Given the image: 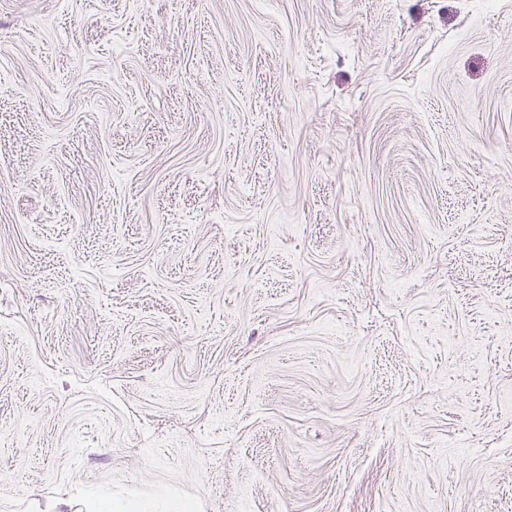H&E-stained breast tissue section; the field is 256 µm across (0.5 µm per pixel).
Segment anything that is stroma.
Returning a JSON list of instances; mask_svg holds the SVG:
<instances>
[{
    "instance_id": "1",
    "label": "stroma",
    "mask_w": 512,
    "mask_h": 512,
    "mask_svg": "<svg viewBox=\"0 0 512 512\" xmlns=\"http://www.w3.org/2000/svg\"><path fill=\"white\" fill-rule=\"evenodd\" d=\"M512 512V0H0V512Z\"/></svg>"
}]
</instances>
